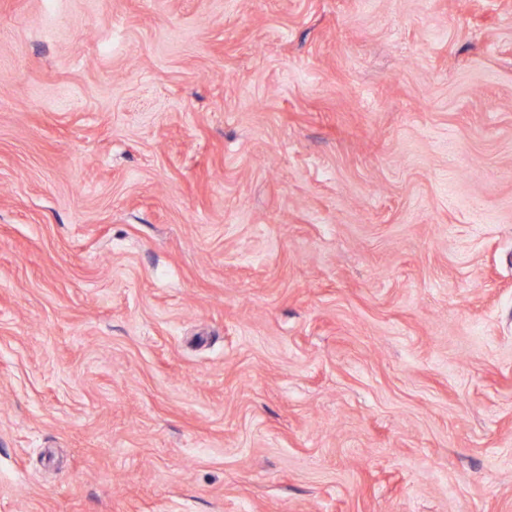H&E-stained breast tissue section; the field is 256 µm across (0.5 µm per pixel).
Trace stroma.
Returning <instances> with one entry per match:
<instances>
[{
  "instance_id": "stroma-1",
  "label": "stroma",
  "mask_w": 512,
  "mask_h": 512,
  "mask_svg": "<svg viewBox=\"0 0 512 512\" xmlns=\"http://www.w3.org/2000/svg\"><path fill=\"white\" fill-rule=\"evenodd\" d=\"M0 512H512V0H0Z\"/></svg>"
}]
</instances>
